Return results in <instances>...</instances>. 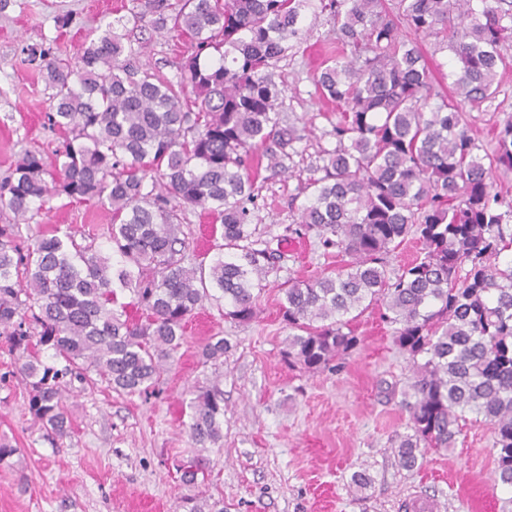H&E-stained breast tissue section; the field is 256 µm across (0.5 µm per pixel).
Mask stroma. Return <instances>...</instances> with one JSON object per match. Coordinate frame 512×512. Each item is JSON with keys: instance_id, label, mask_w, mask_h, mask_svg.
<instances>
[{"instance_id": "35a3bbf8", "label": "stroma", "mask_w": 512, "mask_h": 512, "mask_svg": "<svg viewBox=\"0 0 512 512\" xmlns=\"http://www.w3.org/2000/svg\"><path fill=\"white\" fill-rule=\"evenodd\" d=\"M140 3L0 0V178L24 151L50 160L63 141L49 126V92L27 61L30 48L74 63L89 31L124 17L126 39L140 50L132 65L178 80V63L191 54L192 42L131 24ZM64 14L72 19L65 28L58 23ZM299 26L301 44L273 70L284 89L282 111L305 137L287 175L258 173L253 222L261 238L277 241L284 258L256 318L234 321L205 304L186 323L176 360L153 393L130 397L72 382L71 428L60 440L30 414L19 363L0 337V444L17 450L0 463V512H184L182 499L193 493L223 500L224 512H407L417 497L430 501L432 512H502L512 499V490L493 481L494 434L484 424L463 427L454 448L427 449L418 468L399 466L394 448L411 432L403 401L413 373L378 310L358 317L361 342L335 369L309 373L282 359L289 330L279 315L280 282L338 268L316 237L287 233L304 199L301 183L322 151L335 147L330 131L340 118L316 86L322 62L336 53L333 20L314 7ZM501 51L495 99L467 112L472 135L486 146L512 118V41ZM111 222L103 207L55 198L22 236L28 241L38 228L58 226L103 238ZM212 336L229 343L214 364L202 358ZM212 385L224 392L223 436L202 454L204 481L189 487L175 468L194 452L188 403L196 389ZM359 471L372 478L367 489L352 482Z\"/></svg>"}]
</instances>
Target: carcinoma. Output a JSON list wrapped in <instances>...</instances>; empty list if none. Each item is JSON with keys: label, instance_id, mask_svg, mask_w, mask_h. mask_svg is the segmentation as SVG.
<instances>
[{"label": "carcinoma", "instance_id": "cac0c4a2", "mask_svg": "<svg viewBox=\"0 0 512 512\" xmlns=\"http://www.w3.org/2000/svg\"><path fill=\"white\" fill-rule=\"evenodd\" d=\"M312 2L144 0L133 22L193 42L176 82L129 64L122 17L89 34L74 64L30 50L51 89L48 120L65 140L54 164L28 150L0 180V204L14 215L0 224V336L18 353L28 410L46 430L68 433L70 379L148 393L205 303H224L235 321L257 316L280 254L251 223V153L261 151L273 176L298 154L304 135L281 117L272 61L302 40L299 19ZM321 8L336 22L338 53L316 84L343 119L332 129L336 147L309 167L299 224L343 264L288 281L280 312L293 334L282 357L308 372L329 368L359 343L354 312L383 307L412 360L413 434L398 444L400 464L422 465L426 449L452 448L467 421L480 422L495 436L494 481L512 488V202L492 181L512 169V122L488 152L466 119V107L495 98L512 0H397L396 19L386 0ZM420 35L454 55L451 94L434 91ZM56 196L111 211L112 253L58 227L21 252L22 225ZM189 209L220 223L208 265L189 254ZM410 235L422 255L388 268ZM130 306L144 319L131 320ZM44 347L61 367L42 362ZM227 349L213 336L203 356L216 361ZM189 409L193 444L217 443L223 391L197 390ZM183 507L224 512L219 500L187 497Z\"/></svg>", "mask_w": 512, "mask_h": 512}]
</instances>
